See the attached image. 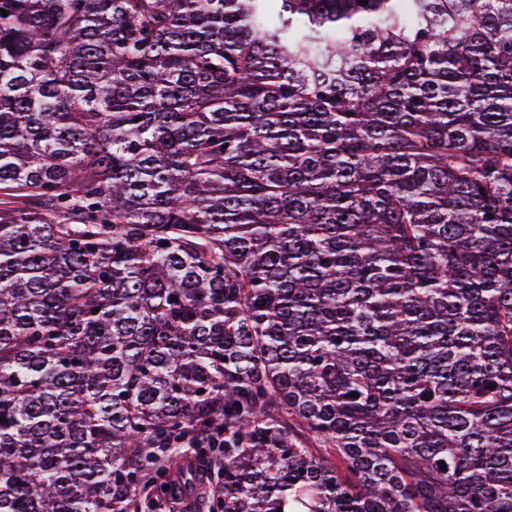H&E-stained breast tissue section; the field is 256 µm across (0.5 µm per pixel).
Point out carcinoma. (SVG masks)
I'll return each mask as SVG.
<instances>
[{
    "label": "carcinoma",
    "mask_w": 512,
    "mask_h": 512,
    "mask_svg": "<svg viewBox=\"0 0 512 512\" xmlns=\"http://www.w3.org/2000/svg\"><path fill=\"white\" fill-rule=\"evenodd\" d=\"M0 9V512H512V0Z\"/></svg>",
    "instance_id": "obj_1"
}]
</instances>
